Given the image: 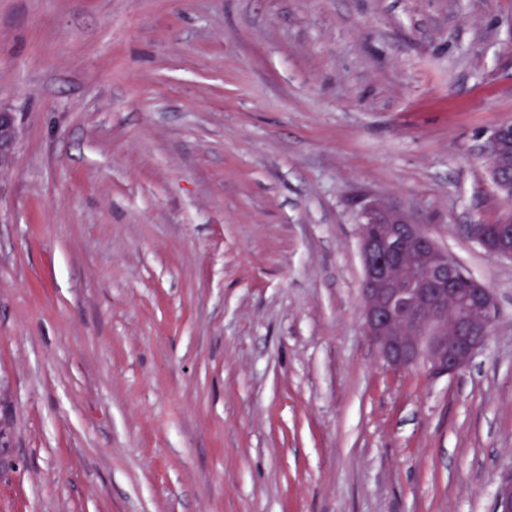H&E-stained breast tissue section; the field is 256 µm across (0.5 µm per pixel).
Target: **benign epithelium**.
<instances>
[{
	"mask_svg": "<svg viewBox=\"0 0 512 512\" xmlns=\"http://www.w3.org/2000/svg\"><path fill=\"white\" fill-rule=\"evenodd\" d=\"M512 125L500 124L479 145L496 154ZM18 128L15 114L0 108V162L11 155ZM362 221L383 223L360 231L363 268V327L394 370L422 365L434 378L468 366L491 333L497 308L493 291L448 262V251L404 213L375 198L358 208ZM467 237L490 255L512 260V243L487 224H466Z\"/></svg>",
	"mask_w": 512,
	"mask_h": 512,
	"instance_id": "benign-epithelium-1",
	"label": "benign epithelium"
}]
</instances>
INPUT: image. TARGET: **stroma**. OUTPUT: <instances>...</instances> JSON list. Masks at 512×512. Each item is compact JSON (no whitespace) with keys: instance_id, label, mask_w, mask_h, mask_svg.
Returning a JSON list of instances; mask_svg holds the SVG:
<instances>
[{"instance_id":"obj_1","label":"stroma","mask_w":512,"mask_h":512,"mask_svg":"<svg viewBox=\"0 0 512 512\" xmlns=\"http://www.w3.org/2000/svg\"><path fill=\"white\" fill-rule=\"evenodd\" d=\"M0 512H496L512 0H0ZM498 310L452 377L366 336L357 201ZM17 133L15 114L0 108V162L11 155ZM507 132L510 133L512 138L511 123H502L496 126V128H494L487 136V138L479 145L478 154L482 158H485L486 164H488L487 159L491 158L496 154V151L500 143L503 141L502 136L505 135ZM492 229L502 226L507 228L511 235L512 231V213L509 212V218L502 222L498 219L495 224H491ZM487 224H466L464 231L467 237L475 242L481 249L490 255L504 260H512V241L508 242L506 236L494 232Z\"/></svg>"}]
</instances>
